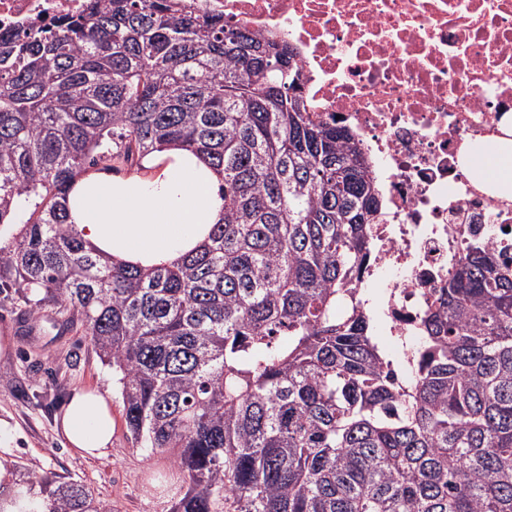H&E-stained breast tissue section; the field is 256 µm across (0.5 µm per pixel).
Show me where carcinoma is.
<instances>
[{
  "label": "carcinoma",
  "mask_w": 512,
  "mask_h": 512,
  "mask_svg": "<svg viewBox=\"0 0 512 512\" xmlns=\"http://www.w3.org/2000/svg\"><path fill=\"white\" fill-rule=\"evenodd\" d=\"M97 2L0 44V279L112 367L131 439L187 484L170 512H512V260L475 240L451 264L400 387L357 288L375 173L310 115L296 49L186 0ZM171 142L224 173L222 222L175 267L103 260L70 186ZM0 512L112 507L31 470Z\"/></svg>",
  "instance_id": "cac0c4a2"
}]
</instances>
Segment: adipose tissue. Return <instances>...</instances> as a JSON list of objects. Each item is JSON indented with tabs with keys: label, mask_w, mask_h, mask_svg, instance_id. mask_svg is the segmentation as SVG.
Returning <instances> with one entry per match:
<instances>
[{
	"label": "adipose tissue",
	"mask_w": 512,
	"mask_h": 512,
	"mask_svg": "<svg viewBox=\"0 0 512 512\" xmlns=\"http://www.w3.org/2000/svg\"><path fill=\"white\" fill-rule=\"evenodd\" d=\"M470 169L475 179L512 192V139L485 146ZM223 187L222 171L170 143L145 156L138 170L84 173L67 195L69 222L110 262L173 265L208 241L224 212ZM61 429L84 454H104L115 429L110 397L97 390L74 393Z\"/></svg>",
	"instance_id": "1"
}]
</instances>
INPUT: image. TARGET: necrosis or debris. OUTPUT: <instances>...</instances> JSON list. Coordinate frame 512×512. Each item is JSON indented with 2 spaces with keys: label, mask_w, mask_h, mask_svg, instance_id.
<instances>
[{
  "label": "necrosis or debris",
  "mask_w": 512,
  "mask_h": 512,
  "mask_svg": "<svg viewBox=\"0 0 512 512\" xmlns=\"http://www.w3.org/2000/svg\"><path fill=\"white\" fill-rule=\"evenodd\" d=\"M92 0H0V41ZM298 52L313 118L339 121L380 172L366 285L381 290L395 358L417 344L434 288L469 240L512 257V201L462 156L512 128V0H196Z\"/></svg>",
  "instance_id": "1"
}]
</instances>
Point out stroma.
<instances>
[{"label":"stroma","mask_w":512,"mask_h":512,"mask_svg":"<svg viewBox=\"0 0 512 512\" xmlns=\"http://www.w3.org/2000/svg\"><path fill=\"white\" fill-rule=\"evenodd\" d=\"M61 320L56 307L32 313L18 296L0 293V336L13 341L0 357V420L11 426L8 465L83 481L115 512H169L186 487L169 455L131 440L120 398L112 400L116 430L105 456H84L64 437L58 420L71 394L111 387L112 370L81 330L62 328Z\"/></svg>","instance_id":"stroma-1"}]
</instances>
